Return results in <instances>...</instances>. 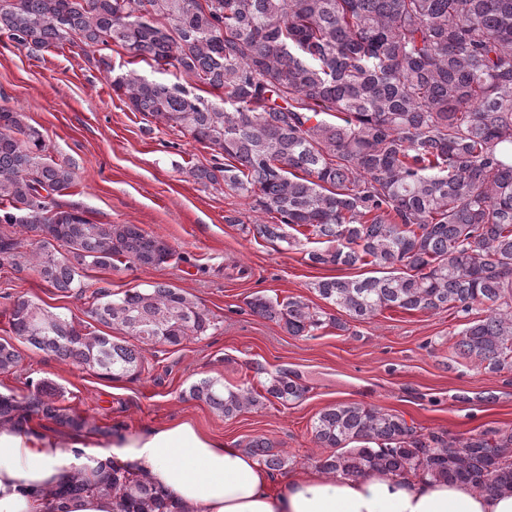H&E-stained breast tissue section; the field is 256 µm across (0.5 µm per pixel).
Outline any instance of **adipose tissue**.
Wrapping results in <instances>:
<instances>
[{
	"instance_id": "adipose-tissue-1",
	"label": "adipose tissue",
	"mask_w": 512,
	"mask_h": 512,
	"mask_svg": "<svg viewBox=\"0 0 512 512\" xmlns=\"http://www.w3.org/2000/svg\"><path fill=\"white\" fill-rule=\"evenodd\" d=\"M126 467L181 512H512V492L481 494L421 472L326 477L273 476L243 449L189 421L113 435L108 449L76 436L0 424V512H114L99 491L107 461ZM91 489L59 495L72 471Z\"/></svg>"
}]
</instances>
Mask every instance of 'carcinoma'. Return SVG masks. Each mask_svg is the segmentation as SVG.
Returning <instances> with one entry per match:
<instances>
[{
	"label": "carcinoma",
	"mask_w": 512,
	"mask_h": 512,
	"mask_svg": "<svg viewBox=\"0 0 512 512\" xmlns=\"http://www.w3.org/2000/svg\"><path fill=\"white\" fill-rule=\"evenodd\" d=\"M3 35L32 53L117 46L173 67L183 82L170 85L97 59L132 111L224 154L222 167L191 168L196 181L257 194L276 215L242 230L294 247L292 231L304 227L321 244L307 252L312 264L376 267L363 279L316 284L334 314L256 295L248 305L259 317L311 337L326 326L348 330L344 315L363 322L386 309H452L464 320L459 355L489 373L512 370V0H0ZM202 85L224 96L208 100L196 93ZM45 150L23 113L0 108V224L22 228L34 246L26 258L0 234L1 261L82 298L89 269L174 259L167 240L135 224L59 210L73 172L46 161ZM89 313L134 342L83 331L28 299L14 302L9 325L30 346L111 381L141 376L143 347L177 346L211 328L207 310L163 284L115 300L94 291ZM20 360L0 341V372ZM28 386L22 397L0 394V420L37 417L112 437L63 405L52 380ZM261 386L203 378L189 396L230 419L305 392L285 369ZM313 435L322 448L315 466L327 475L422 471L479 493L512 490V430L423 434L398 414L350 403L321 411ZM246 450L272 473L289 462L265 438ZM100 489L116 512H171L117 464ZM87 490L75 471L61 492Z\"/></svg>",
	"instance_id": "obj_1"
}]
</instances>
